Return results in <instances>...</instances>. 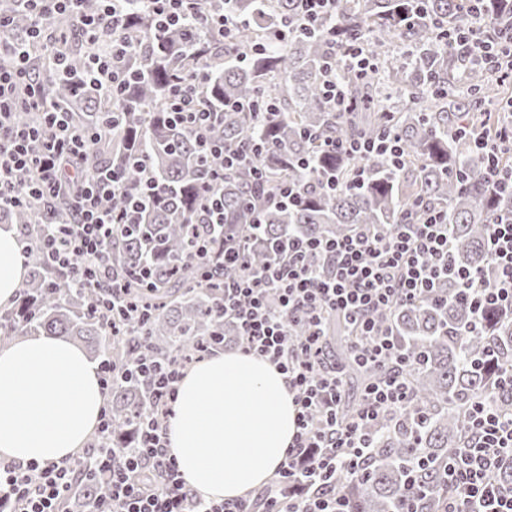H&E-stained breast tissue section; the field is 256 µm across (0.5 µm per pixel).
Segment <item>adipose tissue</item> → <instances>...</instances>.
Here are the masks:
<instances>
[{
	"mask_svg": "<svg viewBox=\"0 0 512 512\" xmlns=\"http://www.w3.org/2000/svg\"><path fill=\"white\" fill-rule=\"evenodd\" d=\"M27 274L16 231L0 226V308ZM105 397L99 366L53 336L0 348V458L60 462L84 448ZM283 374L267 359L217 353L186 370L167 422L168 451L185 483L204 498L260 489L282 463L296 430Z\"/></svg>",
	"mask_w": 512,
	"mask_h": 512,
	"instance_id": "adipose-tissue-1",
	"label": "adipose tissue"
}]
</instances>
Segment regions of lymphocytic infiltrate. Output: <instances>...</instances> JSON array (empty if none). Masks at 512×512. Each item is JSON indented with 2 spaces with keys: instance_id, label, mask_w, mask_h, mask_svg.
<instances>
[{
  "instance_id": "lymphocytic-infiltrate-1",
  "label": "lymphocytic infiltrate",
  "mask_w": 512,
  "mask_h": 512,
  "mask_svg": "<svg viewBox=\"0 0 512 512\" xmlns=\"http://www.w3.org/2000/svg\"><path fill=\"white\" fill-rule=\"evenodd\" d=\"M157 24L174 26L193 21L202 34L218 31L234 38L239 23L226 15H213L187 0H142ZM471 24L458 30L460 53L475 63L512 71V52L495 56L488 49L484 26L489 21V0H468ZM125 0H100L99 13L86 16L89 36L110 28L116 37L95 48L88 59L91 80L120 88L126 80L124 65L130 46L122 32L127 27ZM11 27L0 13V53L11 52L9 66H0V207H16L33 200H51L75 188L69 218L41 227L39 245L58 267L70 269L75 289L97 288L111 281L109 247L112 227L134 223L146 204L159 192L145 183L127 207L113 212L102 204L122 184L109 169L88 181L70 169L69 158L84 153L89 133L76 130L64 113L47 105L38 84L31 82L24 46L8 47L1 36ZM17 110L41 112L40 125L13 122ZM176 121L204 139L213 119L202 94L200 76L176 84L169 97ZM472 142L486 161L485 173L501 190L512 192V167L501 166L499 155L512 150V119L499 122L494 133L474 128ZM323 149L354 162L346 188L363 186L369 175L367 158L381 156L393 168L404 164V152L394 127L377 137L321 142ZM28 171L32 180L19 189L15 171ZM490 260L496 269L495 286L480 285L476 271H453L448 263L450 242L446 212L419 201L392 231L366 229L339 239H292L288 250L259 270H245L224 286V313L241 328L243 352L274 363L284 374L297 410V430L276 476L258 497L206 501L185 486L174 457L168 453L167 419L184 365L171 360L163 365L143 361L131 372L152 377L149 412L140 424L139 440L131 448H115L109 441V421L101 419L92 448L75 461L20 466L0 463V504L8 512H63L78 473L102 476L109 494L93 503L89 512H251L261 500L264 512H348L343 497L322 481L336 473L353 474L370 460L376 427L393 421L411 401L404 372L414 360L397 339L393 324L379 321L380 313L409 307L433 294L438 281L448 277L457 285L456 297L468 303L472 332H480L486 308L512 312V219L490 225L487 238ZM341 317L352 327V357L375 377L366 386L359 410L350 419L339 418L345 399V377L327 360V316ZM294 322L307 324L305 335L290 334ZM472 449L458 453L445 475L457 497L448 512H512V483H490L486 474L512 469V414L475 403L468 412Z\"/></svg>"
}]
</instances>
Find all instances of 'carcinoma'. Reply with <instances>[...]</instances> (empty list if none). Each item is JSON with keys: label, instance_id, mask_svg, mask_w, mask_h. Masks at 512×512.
Returning <instances> with one entry per match:
<instances>
[{"label": "carcinoma", "instance_id": "obj_1", "mask_svg": "<svg viewBox=\"0 0 512 512\" xmlns=\"http://www.w3.org/2000/svg\"><path fill=\"white\" fill-rule=\"evenodd\" d=\"M300 0H208L213 13L240 22L233 40L217 33L200 36L191 22L155 27L138 0H129L125 37L131 49L125 65L136 72L114 94L90 82L85 66L91 47L82 35V18L100 8L98 0L77 6L52 20L58 44L66 52L69 73L47 63L51 52L28 38L31 13L11 0L0 8L13 19L7 39H21L36 64L37 80L48 100L68 113L72 123L100 139L79 162L80 174L94 178L112 166L123 185L108 205L118 209L123 194L147 178L162 189L157 205L138 224H117L112 234V278L135 306L118 319L121 335L111 336L107 319L91 314L106 288L73 291L70 273L53 265L33 244L27 251L30 273L14 306L0 311V344L18 336H69L88 351L103 352L116 366L150 354L162 363L179 357L187 363L211 348L214 339L237 335L235 325L218 314L224 283L239 278L242 267L222 263L224 241L239 243L244 263L256 268L272 256V245L288 237H342L365 225L396 224L407 204L425 200L448 211L451 264L480 269L484 283L495 281L486 246L488 225L512 217V194L498 192L485 176L482 159L459 130L468 125L475 103L491 97L497 75L483 65L464 64L453 50L452 31L463 18L460 0H342L322 28L290 27L282 42L269 34L283 20L298 18ZM349 39L366 38L375 68L357 74L336 58V80L352 87L354 99L343 114L324 97L323 70L329 60L325 29ZM202 68L204 92L219 119L208 130L212 143L238 146L261 141L266 150L238 169L224 170V155L200 151L190 128L171 119L168 92L183 74ZM256 105V111L226 112L224 102ZM260 115H255V112ZM400 136L406 164L394 170L381 157L367 159L369 179L354 191L333 192L315 185V176H345L352 163L327 153L318 137L370 138L387 125ZM224 171L217 210L223 224L202 221L201 199L215 171ZM282 183L299 187L295 204L269 202ZM69 195L0 211V221L15 224L23 239L42 224L68 217ZM207 241L211 261L197 257ZM448 305L422 297L412 307L387 312L398 339L419 356L408 371L412 407L398 426L375 437L367 468L357 476H338L332 485L347 498L350 512H394L411 493L422 489L417 512H448L455 491L442 467L456 451L471 444L466 412L488 399L512 413V398L500 394L499 378L512 370V319L496 309L485 311V328L470 334L468 305L455 301L456 283L440 285ZM336 364L353 382L370 375L352 362L343 344L350 329L338 320L329 325ZM151 400L144 381L116 377L110 385V438L116 448L136 444L139 422ZM423 461L406 466L412 455ZM100 479L78 481L70 509L100 497Z\"/></svg>", "mask_w": 512, "mask_h": 512}]
</instances>
